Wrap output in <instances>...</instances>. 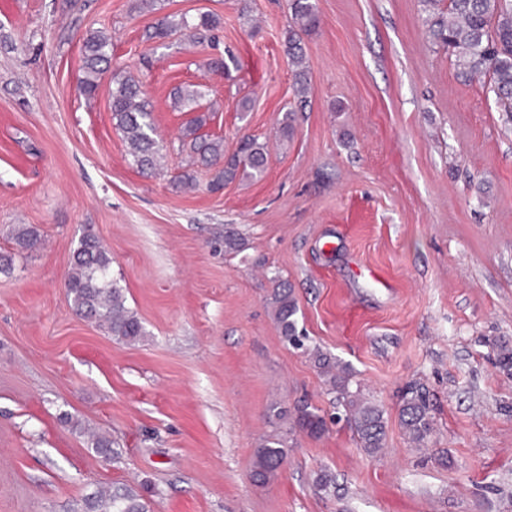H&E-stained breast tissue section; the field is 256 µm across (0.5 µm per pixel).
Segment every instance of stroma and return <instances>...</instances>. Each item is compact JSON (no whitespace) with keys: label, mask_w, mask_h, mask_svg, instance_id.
<instances>
[{"label":"stroma","mask_w":512,"mask_h":512,"mask_svg":"<svg viewBox=\"0 0 512 512\" xmlns=\"http://www.w3.org/2000/svg\"><path fill=\"white\" fill-rule=\"evenodd\" d=\"M316 3L302 107L288 0H0V253L14 258L0 274V512H65L96 484L134 487L150 512H512V376L495 365L497 342L512 341V113L487 82L457 78L426 34L427 0ZM205 12L221 18L216 46L145 38ZM90 30L111 34L112 68L146 84L160 174L131 164L111 75L94 97L79 89ZM182 83L202 85L226 153L246 135L268 142L261 178L212 192L201 168L195 189L175 187L191 165L178 150L190 114L170 95ZM15 224L37 226L42 247L17 252ZM85 233L111 254L144 340L72 310L64 282ZM276 274L311 344L386 409L379 454L357 448L311 357L283 341ZM413 379L436 408L424 448L398 421ZM302 401L324 415L323 436L278 419ZM90 429L119 461L94 453ZM274 439L286 461L255 482ZM323 472L337 492L316 488Z\"/></svg>","instance_id":"1"}]
</instances>
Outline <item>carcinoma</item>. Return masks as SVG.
Instances as JSON below:
<instances>
[{
  "mask_svg": "<svg viewBox=\"0 0 512 512\" xmlns=\"http://www.w3.org/2000/svg\"><path fill=\"white\" fill-rule=\"evenodd\" d=\"M293 26L288 30L286 51L296 77L295 95L306 105L310 86L304 66L302 35L319 25L315 0H289ZM428 37L442 45L454 57L457 75L465 80L483 78L496 95L504 112H512V0H448V5L432 12L426 20ZM220 18L202 15L196 20L183 17L177 22L159 21L147 38H164L176 30H185L196 44L212 43ZM112 38L103 30L87 32L83 39L80 80L83 92L96 93L99 82L110 65L109 47ZM111 112L115 128L127 144L132 165L142 173L154 171L166 149L158 138L143 82L127 72L112 74ZM174 103L188 106L196 116L181 130V146L188 150L192 164L213 170L211 187L224 188V183L237 177L252 179L262 174L268 163L267 144L254 137L240 141L237 151L224 155V138H213L201 132L208 113L201 111L205 97L201 85L175 87ZM11 239L22 250H34L41 244V235L32 225L17 224L11 228ZM272 305L282 338L294 347L304 346L305 336L298 331L300 312L293 290L287 281L273 276ZM66 296L74 312L85 320L107 330L119 340L135 343L146 336L137 313L126 304L123 288L112 279V257L92 235L79 238L73 249L70 270L65 280ZM310 356L322 372L329 376L336 404L353 427L357 446L370 455L386 447L388 421L385 409L351 389V376L335 372L336 361L318 348ZM498 364L512 375V346L498 344ZM399 425L408 440L418 447L427 446L436 432L435 417L428 387L414 380L406 384L399 401ZM293 427L310 437L318 438L327 431V422L318 409L301 405L295 409ZM90 448L106 459L117 460L120 452L103 432L92 434ZM286 451L280 440L270 441L257 449L253 476L267 480L285 462ZM66 512H148V504L129 486H97L69 504Z\"/></svg>",
  "mask_w": 512,
  "mask_h": 512,
  "instance_id": "obj_1",
  "label": "carcinoma"
}]
</instances>
